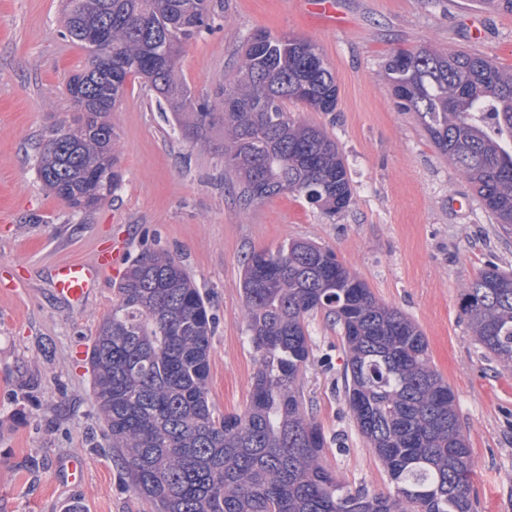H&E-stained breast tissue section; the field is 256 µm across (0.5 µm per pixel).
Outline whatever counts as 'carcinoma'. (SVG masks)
<instances>
[{"instance_id": "1", "label": "carcinoma", "mask_w": 512, "mask_h": 512, "mask_svg": "<svg viewBox=\"0 0 512 512\" xmlns=\"http://www.w3.org/2000/svg\"><path fill=\"white\" fill-rule=\"evenodd\" d=\"M215 0H63L64 35L86 51L66 92L65 135L45 132L36 168L74 212L120 182L109 119L138 77L194 148L224 133V168L247 202L292 193L329 216L353 199L336 141L288 113L336 111V78L320 49L260 30L213 93L180 82L184 47L211 29ZM106 28L105 45L86 40ZM396 107L413 112L439 154L475 188L499 232L512 235V70L466 51L398 50L386 64ZM247 331L258 353L249 400L218 414L209 400L214 317L183 263L158 249L132 257L87 359L103 435L149 512H474L475 462L452 388L431 365L419 326L373 294L336 254L293 240L245 258ZM478 345L512 369V273L482 271L462 292ZM339 325L345 398L384 465L387 494L353 491L322 463L325 437L299 379L311 352L306 318Z\"/></svg>"}]
</instances>
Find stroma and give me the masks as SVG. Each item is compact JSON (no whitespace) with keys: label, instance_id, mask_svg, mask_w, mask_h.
<instances>
[{"label":"stroma","instance_id":"obj_1","mask_svg":"<svg viewBox=\"0 0 512 512\" xmlns=\"http://www.w3.org/2000/svg\"><path fill=\"white\" fill-rule=\"evenodd\" d=\"M339 3L341 23L330 27L294 0H223L211 30L185 47L178 65L184 83L209 90L232 80L242 40L255 31L316 44L336 76L337 107L288 111L325 128L343 152L353 199L331 217L290 193L240 200L224 175L220 133L208 149L189 148L138 79L111 114L121 184L99 207L72 212L38 179L34 146L68 116L65 82L86 52L64 38L60 0H0V512H148L100 446L87 361L129 259L146 246L165 249L209 294V398L224 414L243 410L257 366L244 259L296 239L333 250L377 298L420 326L433 367L456 396L477 512H512V369L476 344L461 299L480 271L512 270V237L497 232L415 114L397 111L384 71L393 51L424 46L512 69V13L483 0ZM475 25L483 39H471ZM104 248L118 250V261L88 302L77 308L58 298L53 269ZM307 324L313 351L300 383L326 437L323 462L351 488L389 492L344 396L340 329L320 312ZM76 455L85 462L78 485L62 473Z\"/></svg>","mask_w":512,"mask_h":512}]
</instances>
